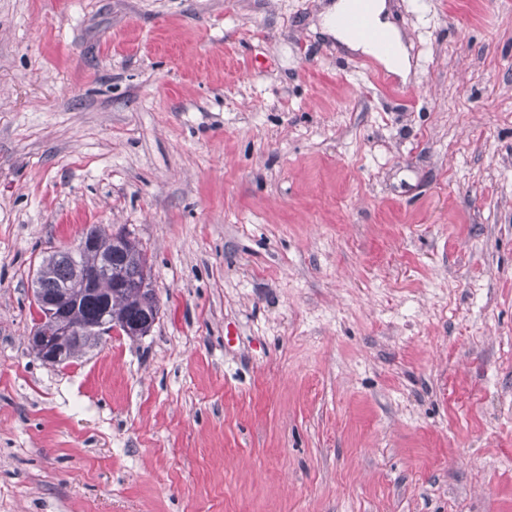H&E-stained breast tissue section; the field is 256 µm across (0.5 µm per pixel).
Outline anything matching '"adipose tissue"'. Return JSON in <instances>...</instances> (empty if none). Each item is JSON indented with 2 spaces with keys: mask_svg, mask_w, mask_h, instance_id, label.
<instances>
[{
  "mask_svg": "<svg viewBox=\"0 0 512 512\" xmlns=\"http://www.w3.org/2000/svg\"><path fill=\"white\" fill-rule=\"evenodd\" d=\"M351 8L350 0H335L325 13V29L349 48L377 57L391 72L406 75L410 68L408 54L398 30L387 18L385 0H369L368 22L373 31L369 37H355L339 26V18Z\"/></svg>",
  "mask_w": 512,
  "mask_h": 512,
  "instance_id": "1",
  "label": "adipose tissue"
}]
</instances>
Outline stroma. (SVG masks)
Here are the masks:
<instances>
[{"instance_id":"35a3bbf8","label":"stroma","mask_w":512,"mask_h":512,"mask_svg":"<svg viewBox=\"0 0 512 512\" xmlns=\"http://www.w3.org/2000/svg\"><path fill=\"white\" fill-rule=\"evenodd\" d=\"M0 0V512H512V0ZM146 251L51 366L37 262ZM352 8L350 0H338L332 4L324 16V27L343 44L353 50L377 57L388 70L405 76L410 68L407 51L401 41L398 30L387 18V5L384 0H370L367 5L368 23L374 35H380L384 41L391 44L392 52L384 51L373 37L358 38L341 28L337 21ZM85 235L73 247L65 251L76 254L74 258L61 254L62 250H56L52 254L42 258L36 270L37 277L34 280L35 291L33 290L36 307L39 311V321L35 324L31 335L28 336V344L31 353L40 361L48 365H59L72 354L76 357L84 350L100 344L102 340L111 337L113 331H119L122 335L132 336L147 335L156 323L159 311L146 312L137 319L141 311L145 309H159V300L154 293V288H146L151 279V266L146 251L127 234L119 242H113L112 234L99 226H91ZM99 247L95 253H82L93 250L96 246V238ZM80 253V254H77ZM112 255V266L109 262H101L96 276L80 279L78 288L80 294L87 297L98 296L101 306V314L96 323L89 327L97 336L90 331L76 329L70 322V312L64 298L57 295L60 288H70L82 274H89L97 265L98 261L105 256ZM119 269L123 277L130 283L142 282L141 284H129L122 279L118 272L112 271V267ZM114 274V276H113ZM149 277V280L145 278ZM145 278V279H144ZM104 280L109 283H102ZM110 291L112 303L109 297L101 295V288ZM113 287V288H112ZM42 288V289H41ZM115 288V289H114ZM73 289V288H70ZM51 294V295H45ZM118 291L137 290L143 293L132 300L130 293H118ZM112 312L118 317H123L130 322L112 318ZM137 319V320H136ZM81 334V336H79ZM74 336H79V342L73 351L72 341ZM73 351V353H72Z\"/></svg>"}]
</instances>
